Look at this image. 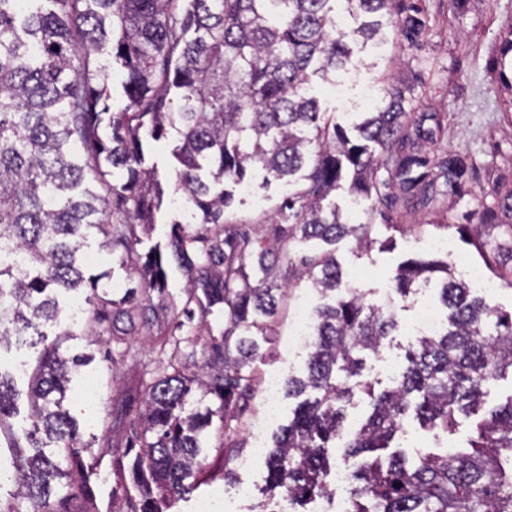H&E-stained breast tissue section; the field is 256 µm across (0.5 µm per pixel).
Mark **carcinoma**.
I'll use <instances>...</instances> for the list:
<instances>
[{
	"mask_svg": "<svg viewBox=\"0 0 512 512\" xmlns=\"http://www.w3.org/2000/svg\"><path fill=\"white\" fill-rule=\"evenodd\" d=\"M335 0H0V349L36 324L55 339L29 372L32 427L15 430L18 392L0 370V434L19 453L21 475L6 512H98L77 419L64 407L70 375L91 361L62 349L72 336L161 337L156 357L127 346L120 360L138 384L112 406L125 437L103 442L116 463L112 496L128 512H170L198 487L206 433L256 386L254 335H266L280 307L281 280L304 277L330 302L318 307L306 374L291 377L285 397L300 399L276 434L266 463L273 487L297 503L321 494L344 405L358 394L371 414L345 452L362 457L352 473L353 512H512V396L476 424L451 456L410 461L387 452L412 410L427 428L451 432L478 411L486 388L512 372V312L491 305L457 279L443 260L398 268L401 299L438 280L447 324L416 338L394 386L375 394L363 354L379 351L396 327L392 316L346 287L336 244L371 245L368 224H351L331 201L351 175L353 195L376 197L390 224L396 204L428 210L437 196L462 197L468 158L437 146L434 112L413 114L402 89L388 87L370 112L357 113L355 137L320 110L310 78L354 65L351 43H383L396 34L420 47L427 18L420 0H344L367 17L347 31ZM111 46L110 59L97 54ZM499 74L512 92V28L502 38ZM120 75L123 107L110 110L109 72ZM177 134L174 193L193 210L173 221L168 240L141 249L165 204L157 175L143 168L144 145ZM288 184L278 218L257 227L225 217L247 170ZM472 212L503 238H481L489 261L512 252V189ZM98 248L137 276L140 288L112 291L110 271L82 262L90 229ZM187 278L168 288L171 267ZM90 289L85 317L60 319L57 293ZM224 314L213 333L209 317ZM217 408L188 406L192 387ZM54 443L46 454L38 433ZM74 467L80 480L62 479Z\"/></svg>",
	"mask_w": 512,
	"mask_h": 512,
	"instance_id": "obj_1",
	"label": "carcinoma"
}]
</instances>
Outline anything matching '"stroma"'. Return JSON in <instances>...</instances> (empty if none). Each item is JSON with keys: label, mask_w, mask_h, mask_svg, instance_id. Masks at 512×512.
<instances>
[{"label": "stroma", "mask_w": 512, "mask_h": 512, "mask_svg": "<svg viewBox=\"0 0 512 512\" xmlns=\"http://www.w3.org/2000/svg\"><path fill=\"white\" fill-rule=\"evenodd\" d=\"M428 15L429 28L420 48H407L399 42L389 43L383 52L367 49L355 51V67L331 75L329 80L312 77L310 91L322 111L332 113L337 122L347 123L352 112L372 109L379 96V78L401 87H411L409 96L413 111L438 113L442 130L440 146L467 155L473 164L467 187L468 194L456 200L454 223L449 227L429 224L425 213L398 209L397 227L390 228L375 221L371 236L375 243L367 250L357 249L351 240L336 246V258L345 274L348 287L363 293L367 303L383 308L394 316L397 325L378 353L366 358V375L376 391L392 386L405 363V354L414 344V315L422 300L437 301L436 287H428L425 295L408 300L390 298L391 278L397 267L410 259H441L450 262L467 260L483 268L485 276L498 288L488 294L491 305L512 310V287L503 282L502 270L512 267V259L501 258L485 264L474 246L478 230L466 219L468 212L480 205H494L496 184L512 186V111L507 104L512 95L503 88L497 60L504 31L512 25V0H467L463 9H454L449 0H422ZM177 143L175 133L160 141L149 142L145 148L144 166L156 170L165 191H172L176 161L172 150ZM251 194L235 191L230 215L251 223L272 214L284 196L279 182L263 184L262 177L250 173L246 178ZM439 249H431V242ZM279 320L271 335L258 337V353L252 367L258 378L277 372L282 376L298 375L304 370L306 353L284 346L293 320L298 298L308 296L311 305H318L319 295L305 280L293 282L282 292ZM116 346L111 337H101L92 345L84 337L69 341V353H90L92 363L81 368L71 382L70 413L79 424L84 441L105 436L112 429L110 411L114 399L132 383L128 366L115 365L111 356ZM94 385V404H85L81 394L87 385ZM263 410L260 395H253L243 411L226 421H214L204 450L203 464L216 471L232 470L235 482L218 478L199 485L194 494L178 500L173 512H193L197 498H224L247 485L253 490L250 498L237 501L235 512H259V503L267 502L264 491L266 467L255 462L244 467L254 448L250 429ZM475 418L461 419L456 431L444 433L423 429L415 420H407L406 434L396 436L393 445L407 456L428 451L436 444L465 445L475 433Z\"/></svg>", "instance_id": "obj_1"}]
</instances>
